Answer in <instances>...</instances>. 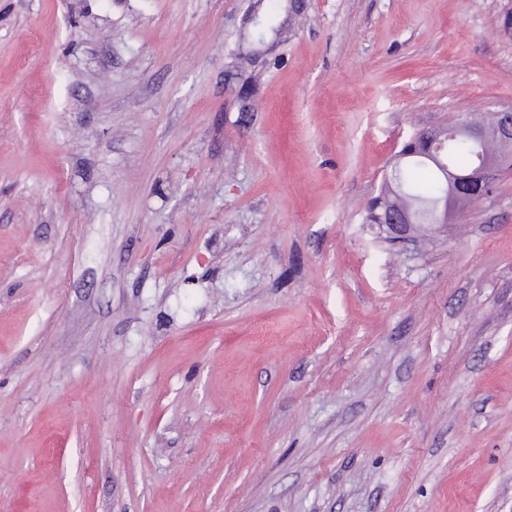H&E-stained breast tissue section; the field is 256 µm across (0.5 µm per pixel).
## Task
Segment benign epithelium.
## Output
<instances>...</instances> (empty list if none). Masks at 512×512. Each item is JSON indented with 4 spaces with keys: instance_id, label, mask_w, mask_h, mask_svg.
I'll use <instances>...</instances> for the list:
<instances>
[{
    "instance_id": "1",
    "label": "benign epithelium",
    "mask_w": 512,
    "mask_h": 512,
    "mask_svg": "<svg viewBox=\"0 0 512 512\" xmlns=\"http://www.w3.org/2000/svg\"><path fill=\"white\" fill-rule=\"evenodd\" d=\"M453 137L462 138L483 147L490 142L501 144L512 143V108L505 107L495 112L494 120L482 125L468 121H458L450 127ZM413 142L426 145L424 158L440 164L444 150V131L436 127L418 131L411 138ZM443 180L448 184V192L431 210V223L439 226L448 223V217L461 210V206L472 195L487 196L501 177V164L491 155H480L470 168L461 170L442 167ZM417 214L408 210H392L388 212L386 227L395 238L403 241L410 238L418 226Z\"/></svg>"
}]
</instances>
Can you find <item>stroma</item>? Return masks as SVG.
Instances as JSON below:
<instances>
[{
  "instance_id": "stroma-1",
  "label": "stroma",
  "mask_w": 512,
  "mask_h": 512,
  "mask_svg": "<svg viewBox=\"0 0 512 512\" xmlns=\"http://www.w3.org/2000/svg\"><path fill=\"white\" fill-rule=\"evenodd\" d=\"M0 0V512H512V169L407 241L512 0ZM291 19L280 18L275 16H265L261 27H254L245 34H240L236 49L232 53L230 66L234 73L239 76H245L255 67L251 55V48L254 45L263 43L271 34L275 35L284 25H290Z\"/></svg>"
}]
</instances>
